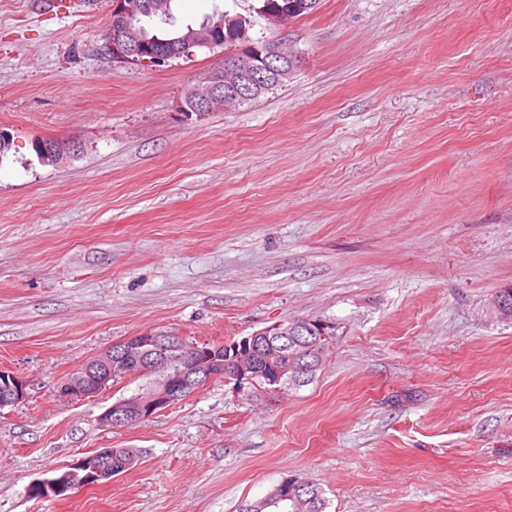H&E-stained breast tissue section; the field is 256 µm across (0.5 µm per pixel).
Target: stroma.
Here are the masks:
<instances>
[{
  "label": "stroma",
  "instance_id": "1",
  "mask_svg": "<svg viewBox=\"0 0 512 512\" xmlns=\"http://www.w3.org/2000/svg\"><path fill=\"white\" fill-rule=\"evenodd\" d=\"M300 62L256 100L188 112L235 44L161 66L105 48L109 0H0V512H237L297 473L326 512H512V0H320L270 26ZM78 144L47 165L38 142ZM334 327L301 387L216 379L123 428L130 376L67 401L59 378L127 336L222 343ZM102 448L140 458L64 497L28 487ZM29 383L17 373L0 369V409L13 407L28 397Z\"/></svg>",
  "mask_w": 512,
  "mask_h": 512
}]
</instances>
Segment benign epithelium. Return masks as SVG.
<instances>
[{
	"label": "benign epithelium",
	"mask_w": 512,
	"mask_h": 512,
	"mask_svg": "<svg viewBox=\"0 0 512 512\" xmlns=\"http://www.w3.org/2000/svg\"><path fill=\"white\" fill-rule=\"evenodd\" d=\"M156 4L144 0H111L112 37L105 47L117 60H134L161 65L172 53L155 51L140 38L133 25L137 14ZM310 4L295 2L264 12L266 20L282 26L293 15L309 9ZM224 46V28L192 29L186 33L179 54L189 55L196 48ZM298 64V55L282 42L270 40L256 46L247 45L233 55L224 56L214 69L193 88L187 99L188 112H209L230 103L261 95L288 80ZM77 144H41V160L62 165L79 152ZM328 331L324 322L292 319L276 323L241 340L222 347H199L172 332L146 331L129 336L119 348H106L77 371L57 383L60 396L71 401L98 396L125 368L134 366L151 377V384L113 403L100 415L102 426L112 429L145 421L162 410L179 403L213 379L230 375L237 389L254 383L256 374L268 376L277 390L298 372L314 368L311 359L318 356ZM29 383L17 373L0 369V409L13 407L28 397ZM128 467H112V449L102 448L60 469L30 486L41 494L67 492L85 486L88 480L118 475Z\"/></svg>",
	"instance_id": "benign-epithelium-1"
}]
</instances>
